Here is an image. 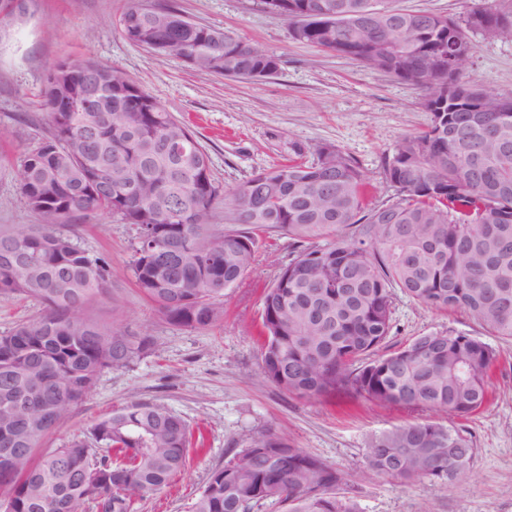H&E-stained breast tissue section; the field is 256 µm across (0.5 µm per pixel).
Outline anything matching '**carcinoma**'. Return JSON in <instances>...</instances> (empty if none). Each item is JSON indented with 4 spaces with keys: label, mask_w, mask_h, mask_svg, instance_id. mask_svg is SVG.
I'll use <instances>...</instances> for the list:
<instances>
[{
    "label": "carcinoma",
    "mask_w": 512,
    "mask_h": 512,
    "mask_svg": "<svg viewBox=\"0 0 512 512\" xmlns=\"http://www.w3.org/2000/svg\"><path fill=\"white\" fill-rule=\"evenodd\" d=\"M395 0H262L293 40L355 60L425 91L428 130L401 137L382 160L396 196L365 202L366 177L333 146L309 164L253 172L230 190L193 132L112 66L89 112L96 62L62 61L45 77L51 133L24 155L20 189L37 224L0 231V292L45 307L0 335V512H133L185 468L191 431L160 404L133 402L89 435L36 456L43 438L90 394L106 368L151 345L148 331L107 329L83 310L112 288L109 263L61 227L110 214L136 227L135 284L171 325L207 329L224 296L256 261L263 234L297 254L261 298V371L279 388L320 398L350 392L384 405L456 416L480 409L496 350L478 337L429 332L389 355L373 353L393 327L397 288L431 309L466 310L492 336L512 339V97L471 84L470 30L512 40V0H477L462 20L407 11ZM128 41L226 79H261L280 60L172 7L134 0L119 19ZM224 205V224L211 223ZM344 227L348 234L336 235ZM474 448L458 430L409 423L372 436L367 477L453 482ZM344 475L262 432L212 469L187 512H358L336 496Z\"/></svg>",
    "instance_id": "1"
}]
</instances>
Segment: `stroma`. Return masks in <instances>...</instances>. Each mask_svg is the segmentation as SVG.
Segmentation results:
<instances>
[{"mask_svg": "<svg viewBox=\"0 0 512 512\" xmlns=\"http://www.w3.org/2000/svg\"><path fill=\"white\" fill-rule=\"evenodd\" d=\"M185 17L230 30L281 61L277 74L227 80L177 58H160L129 42L117 21L129 0H29L26 13L0 28V227L36 223L20 190L26 151L48 137L41 106L47 72L63 60L91 59L122 68L197 136L214 177L230 188L251 173L291 160L310 163L333 146L368 178L369 206L394 195L381 161L396 141L426 131L431 114L422 90L357 61L291 39L287 23L258 0H154ZM463 73L471 83L512 97V41L470 37ZM91 257L112 267V293L85 314L115 330L149 331L153 343L128 365L103 370L87 399L41 443L60 447L133 402L163 405L181 416L204 445L169 489L137 500L134 512H186L210 470L261 431L285 432L290 444L345 475L339 496L359 512H512V339L487 336L466 311L435 310L395 294L387 355L424 333L451 331L486 339L498 356L489 398L469 417L425 407H389L351 394L314 399L288 393L261 373V296L291 250L286 237L261 248L252 270L224 299L222 324L190 330L166 323L136 287L131 271L135 230L107 214L78 216L64 226ZM43 305L0 293V334L37 319ZM436 422L462 431L475 455L470 474L452 483H402L365 477L370 438L406 423Z\"/></svg>", "mask_w": 512, "mask_h": 512, "instance_id": "35a3bbf8", "label": "stroma"}]
</instances>
